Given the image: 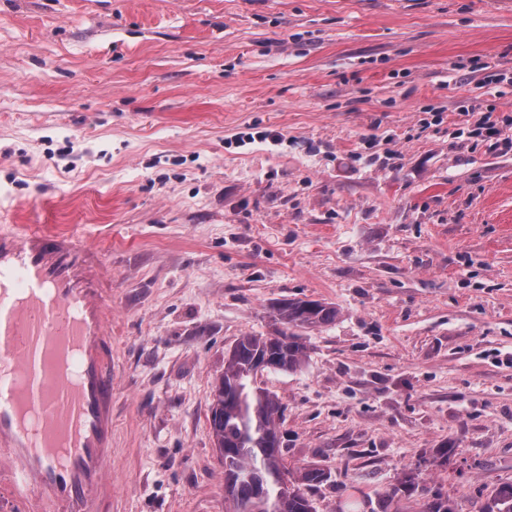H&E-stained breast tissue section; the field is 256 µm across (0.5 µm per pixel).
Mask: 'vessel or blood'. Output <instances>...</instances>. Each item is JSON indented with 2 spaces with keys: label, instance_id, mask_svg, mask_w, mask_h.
<instances>
[{
  "label": "vessel or blood",
  "instance_id": "1",
  "mask_svg": "<svg viewBox=\"0 0 512 512\" xmlns=\"http://www.w3.org/2000/svg\"><path fill=\"white\" fill-rule=\"evenodd\" d=\"M112 281L73 232L0 228V502L97 512L112 446Z\"/></svg>",
  "mask_w": 512,
  "mask_h": 512
}]
</instances>
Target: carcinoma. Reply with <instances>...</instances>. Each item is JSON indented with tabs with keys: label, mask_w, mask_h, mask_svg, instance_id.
<instances>
[{
	"label": "carcinoma",
	"mask_w": 512,
	"mask_h": 512,
	"mask_svg": "<svg viewBox=\"0 0 512 512\" xmlns=\"http://www.w3.org/2000/svg\"><path fill=\"white\" fill-rule=\"evenodd\" d=\"M338 315L336 306L320 301H277L270 307V316L285 330L276 336H241L224 357L210 427L224 464L225 512H317L308 491L322 485L327 476L309 465L291 476L288 488L282 487L286 468L277 432L281 404L275 395L255 386V376L264 370L300 368L307 355L300 331L332 325ZM417 488L416 474H404L399 485L380 500L381 512H389L395 498L410 496ZM424 512H454V507L449 499L434 493ZM488 512H512V484L495 491Z\"/></svg>",
	"instance_id": "cac0c4a2"
}]
</instances>
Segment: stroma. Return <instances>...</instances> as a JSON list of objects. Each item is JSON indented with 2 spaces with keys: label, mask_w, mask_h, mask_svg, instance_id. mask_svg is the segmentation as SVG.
I'll use <instances>...</instances> for the list:
<instances>
[{
  "label": "stroma",
  "mask_w": 512,
  "mask_h": 512,
  "mask_svg": "<svg viewBox=\"0 0 512 512\" xmlns=\"http://www.w3.org/2000/svg\"><path fill=\"white\" fill-rule=\"evenodd\" d=\"M486 115L512 123V0H0V226L77 232L112 279V512H224V354L288 298L340 312L257 377L318 512L411 470L485 512L512 148L455 132Z\"/></svg>",
  "instance_id": "35a3bbf8"
}]
</instances>
